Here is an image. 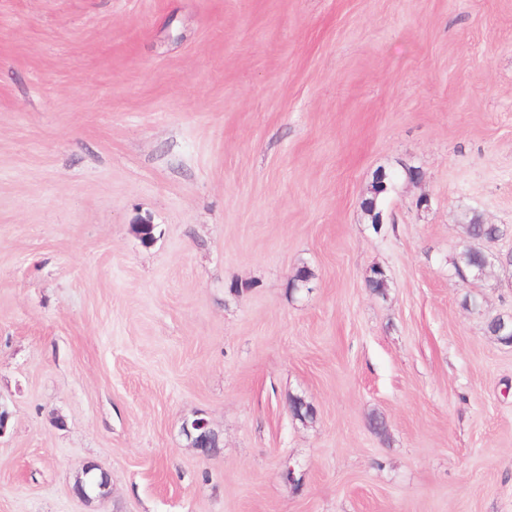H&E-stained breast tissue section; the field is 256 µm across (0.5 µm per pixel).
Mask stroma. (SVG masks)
Masks as SVG:
<instances>
[{
  "label": "stroma",
  "mask_w": 512,
  "mask_h": 512,
  "mask_svg": "<svg viewBox=\"0 0 512 512\" xmlns=\"http://www.w3.org/2000/svg\"><path fill=\"white\" fill-rule=\"evenodd\" d=\"M474 213L512 250V0H0V512H512ZM388 192V187L384 184L382 178H379L372 186V197L366 203V212L370 218L371 226L374 231H381L384 226L383 220L379 224L380 216L383 215V210L379 207V202L384 199ZM466 238L473 242L499 238L505 232L500 224H486L479 217H472L464 224ZM82 468H85V469H82V471L79 473V475L76 476L74 484H81L86 491L85 490L80 491L79 489L73 487L72 493L77 498H79L80 500L85 501V502H89L93 499V498H90L89 496L95 497V498H100V497L106 496V495H104V496L96 497L100 493L106 492L104 490H101V488L104 486V481L111 484V478H110L109 473L107 471H105L104 469L100 468L97 464H95L93 462L85 463L82 466ZM89 468L98 469L99 472L101 473V476L103 477L104 481L101 480V478H100L99 474L96 472V470H93L91 472L86 470Z\"/></svg>",
  "instance_id": "obj_1"
}]
</instances>
